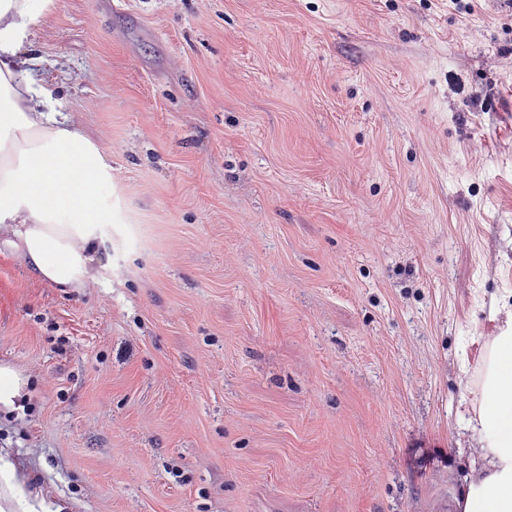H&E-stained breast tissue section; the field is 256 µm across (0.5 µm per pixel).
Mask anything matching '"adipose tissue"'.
Segmentation results:
<instances>
[{"instance_id": "adipose-tissue-1", "label": "adipose tissue", "mask_w": 512, "mask_h": 512, "mask_svg": "<svg viewBox=\"0 0 512 512\" xmlns=\"http://www.w3.org/2000/svg\"><path fill=\"white\" fill-rule=\"evenodd\" d=\"M54 0H0V248L39 280L82 288L95 276L111 174L98 144L74 127L39 77L40 57L21 60ZM467 415L478 461L457 512H512V315L486 337L468 373ZM0 512H47L9 452L0 451Z\"/></svg>"}]
</instances>
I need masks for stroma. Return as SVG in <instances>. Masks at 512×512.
Here are the masks:
<instances>
[{
  "mask_svg": "<svg viewBox=\"0 0 512 512\" xmlns=\"http://www.w3.org/2000/svg\"><path fill=\"white\" fill-rule=\"evenodd\" d=\"M101 268L0 253L9 451L63 512H440L512 306L506 0H57ZM26 380L11 366L0 364V410L10 412L17 409V399L22 396Z\"/></svg>",
  "mask_w": 512,
  "mask_h": 512,
  "instance_id": "stroma-1",
  "label": "stroma"
}]
</instances>
